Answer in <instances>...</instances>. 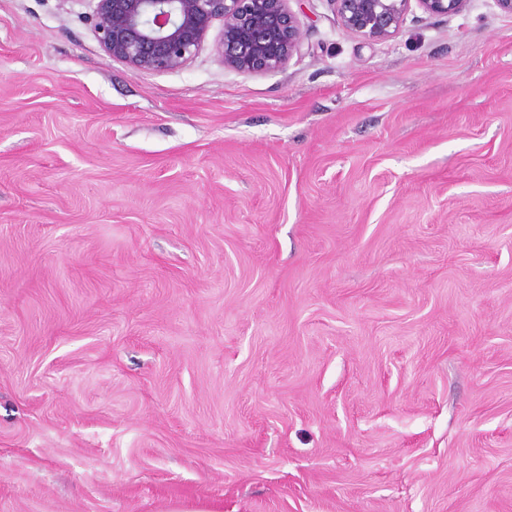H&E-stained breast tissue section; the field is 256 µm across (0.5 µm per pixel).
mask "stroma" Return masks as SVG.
I'll return each mask as SVG.
<instances>
[{
	"instance_id": "1",
	"label": "stroma",
	"mask_w": 512,
	"mask_h": 512,
	"mask_svg": "<svg viewBox=\"0 0 512 512\" xmlns=\"http://www.w3.org/2000/svg\"><path fill=\"white\" fill-rule=\"evenodd\" d=\"M0 0V512H512V17L136 71Z\"/></svg>"
}]
</instances>
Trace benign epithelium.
I'll return each instance as SVG.
<instances>
[{"instance_id":"obj_1","label":"benign epithelium","mask_w":512,"mask_h":512,"mask_svg":"<svg viewBox=\"0 0 512 512\" xmlns=\"http://www.w3.org/2000/svg\"><path fill=\"white\" fill-rule=\"evenodd\" d=\"M432 17L457 16L470 0H330L342 29L368 42L399 30L411 2ZM290 0H96L94 32L103 51L132 69L169 72L200 51L222 20L224 67L243 75L286 67L303 36Z\"/></svg>"}]
</instances>
